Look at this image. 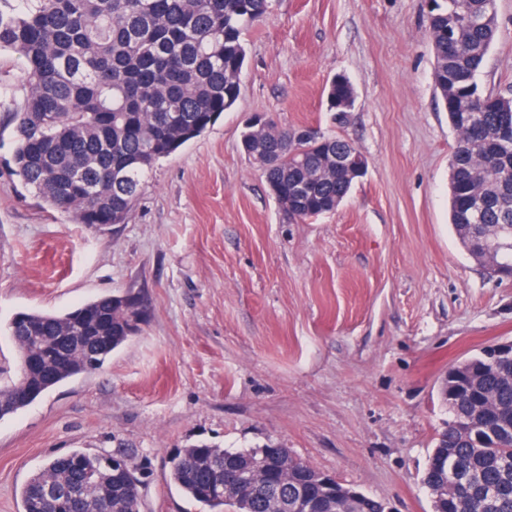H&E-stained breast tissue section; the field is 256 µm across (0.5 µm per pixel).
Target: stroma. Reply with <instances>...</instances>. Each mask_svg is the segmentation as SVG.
Instances as JSON below:
<instances>
[{
    "mask_svg": "<svg viewBox=\"0 0 512 512\" xmlns=\"http://www.w3.org/2000/svg\"><path fill=\"white\" fill-rule=\"evenodd\" d=\"M479 78L512 92V0ZM429 0H274L246 36L241 94L161 159L126 223L76 224L14 172L9 120L27 80L0 52V379L15 313L61 314L130 292L150 305L105 367L0 420V512L48 458L122 453L146 476L141 512H200L168 461L197 442L271 446L382 502L431 512L422 484L448 420L449 367L512 340V279L488 277L449 224L457 135L435 89ZM346 76L344 121L324 89ZM348 139L367 170L338 210L282 221L240 148L254 115Z\"/></svg>",
    "mask_w": 512,
    "mask_h": 512,
    "instance_id": "obj_1",
    "label": "stroma"
}]
</instances>
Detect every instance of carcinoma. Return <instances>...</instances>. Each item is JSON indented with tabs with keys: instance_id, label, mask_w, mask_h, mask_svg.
Instances as JSON below:
<instances>
[{
	"instance_id": "obj_1",
	"label": "carcinoma",
	"mask_w": 512,
	"mask_h": 512,
	"mask_svg": "<svg viewBox=\"0 0 512 512\" xmlns=\"http://www.w3.org/2000/svg\"><path fill=\"white\" fill-rule=\"evenodd\" d=\"M272 0H0V50L22 58L28 86L12 109L15 172L32 192L77 224H124L156 163L205 132L241 93L245 34ZM498 29L495 0H432L434 78L457 133L450 163V223L483 198L487 230L512 227V146L498 127L512 122V95L472 91ZM355 96L332 80L326 111ZM240 146L259 167L285 221L333 213L357 177L336 169L343 138L293 139L266 114ZM477 228L481 233L485 230ZM149 307L110 294L64 314L16 313L6 326L17 354L35 351L43 372L0 387V420L48 390L105 366L138 333ZM68 356L72 369L49 360ZM448 370L440 398L448 422L429 456L423 485L432 512H512V363L481 355ZM169 479L202 512H289L297 477L276 470L267 448L198 443L169 461ZM68 487L49 499L48 485ZM141 480L117 477L100 454L73 450L50 459L21 488L23 512H140ZM314 512H345L336 495L308 487Z\"/></svg>"
}]
</instances>
